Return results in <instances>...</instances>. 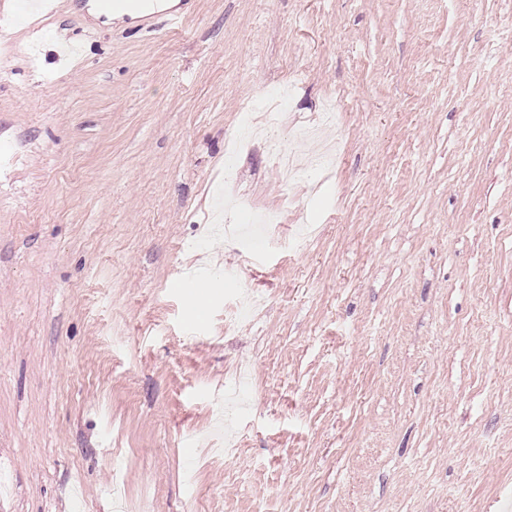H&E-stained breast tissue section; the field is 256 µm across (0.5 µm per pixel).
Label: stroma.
Masks as SVG:
<instances>
[{
  "instance_id": "obj_1",
  "label": "stroma",
  "mask_w": 512,
  "mask_h": 512,
  "mask_svg": "<svg viewBox=\"0 0 512 512\" xmlns=\"http://www.w3.org/2000/svg\"><path fill=\"white\" fill-rule=\"evenodd\" d=\"M89 2L0 0V512H512V0ZM155 0H98L99 7L104 12L130 11L143 13L150 10ZM281 112H267L265 115L264 128L260 132H254L253 122L247 118V122L252 129L251 137H246L237 133L234 135L235 141L241 145V150L233 152V155H240L247 152L254 140H260L267 157L272 161L273 168L279 181L288 186L292 181H296L303 172V166L293 168L290 164L293 150L288 151L282 146L280 141L271 135V130L275 128L281 119ZM233 197L235 198L236 206L241 213H245L250 217L258 218L261 224H266V228L270 227L272 224L280 223V218L277 212H258L249 196L245 194H235Z\"/></svg>"
}]
</instances>
